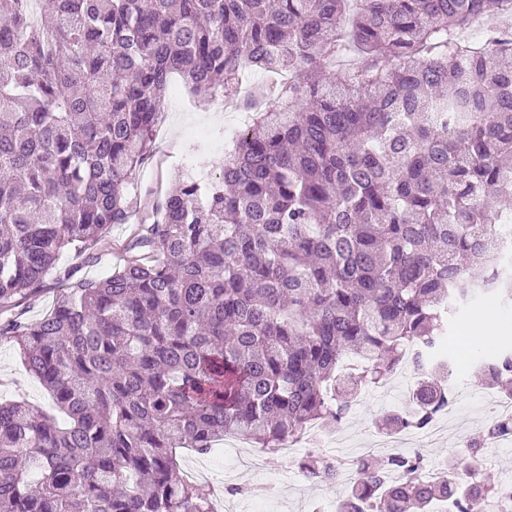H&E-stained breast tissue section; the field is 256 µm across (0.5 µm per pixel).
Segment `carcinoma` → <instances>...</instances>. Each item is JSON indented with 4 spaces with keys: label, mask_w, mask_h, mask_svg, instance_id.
I'll use <instances>...</instances> for the list:
<instances>
[{
    "label": "carcinoma",
    "mask_w": 512,
    "mask_h": 512,
    "mask_svg": "<svg viewBox=\"0 0 512 512\" xmlns=\"http://www.w3.org/2000/svg\"><path fill=\"white\" fill-rule=\"evenodd\" d=\"M0 0V338L67 420L0 402V512H210L176 450L277 448L411 359L386 430L448 406L453 317L512 307V0ZM253 117L103 279L172 77ZM60 286L38 320L27 309ZM364 361L346 378L343 362ZM512 394V347L485 366ZM359 463L336 512H474L457 456ZM38 480L31 481V475ZM120 251L112 249L101 254L94 262L82 263V274L89 278L107 277L120 262Z\"/></svg>",
    "instance_id": "1"
}]
</instances>
